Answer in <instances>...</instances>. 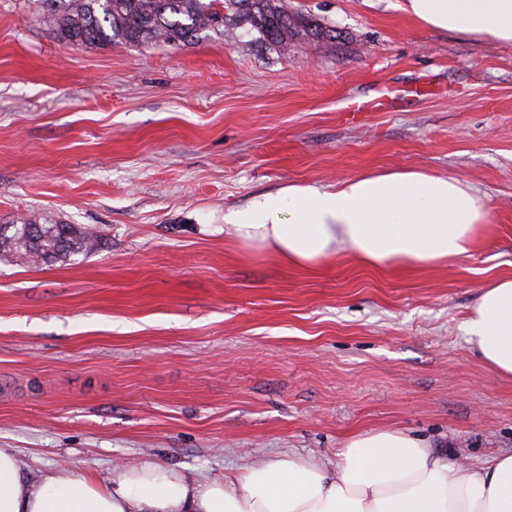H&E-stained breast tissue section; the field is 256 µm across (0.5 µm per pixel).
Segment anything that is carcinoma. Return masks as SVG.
<instances>
[{"instance_id": "carcinoma-1", "label": "carcinoma", "mask_w": 512, "mask_h": 512, "mask_svg": "<svg viewBox=\"0 0 512 512\" xmlns=\"http://www.w3.org/2000/svg\"><path fill=\"white\" fill-rule=\"evenodd\" d=\"M55 38L67 44L103 48L189 46L202 36H224L232 22L252 41L285 54L300 38L336 44V29L313 25L285 0H36ZM93 233L79 224H42L31 216L0 224V257L54 265L88 251Z\"/></svg>"}]
</instances>
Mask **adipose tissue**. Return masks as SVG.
Segmentation results:
<instances>
[{"mask_svg": "<svg viewBox=\"0 0 512 512\" xmlns=\"http://www.w3.org/2000/svg\"><path fill=\"white\" fill-rule=\"evenodd\" d=\"M404 9L427 29L512 44V0H405ZM490 220L486 200L461 180L418 169L290 183L224 215L241 243L306 269L342 247L370 267L440 265L467 254ZM465 333L483 364L512 377L511 277L483 285ZM0 512H512V454L461 471L423 440L381 428L347 438L332 470L286 456L199 480L148 461L101 483L32 473L0 448Z\"/></svg>", "mask_w": 512, "mask_h": 512, "instance_id": "ef3b65f1", "label": "adipose tissue"}]
</instances>
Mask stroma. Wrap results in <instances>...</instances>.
I'll return each mask as SVG.
<instances>
[{
  "mask_svg": "<svg viewBox=\"0 0 512 512\" xmlns=\"http://www.w3.org/2000/svg\"><path fill=\"white\" fill-rule=\"evenodd\" d=\"M290 3L335 46L282 54L229 28L88 48L34 0H0V222L99 237L67 264L0 259V448L28 470L330 468L349 434L384 427L451 466L512 453V378L464 331L481 286L512 277V45L425 29L404 0ZM382 85L396 110L337 112ZM395 168L487 200L469 253L400 272L344 248L307 270L224 226L254 194Z\"/></svg>",
  "mask_w": 512,
  "mask_h": 512,
  "instance_id": "stroma-1",
  "label": "stroma"
}]
</instances>
